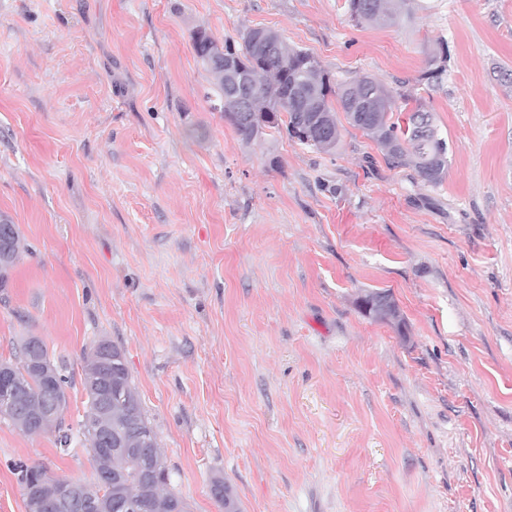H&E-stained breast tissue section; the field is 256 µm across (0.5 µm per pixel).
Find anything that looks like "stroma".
I'll return each mask as SVG.
<instances>
[{
  "instance_id": "35a3bbf8",
  "label": "stroma",
  "mask_w": 512,
  "mask_h": 512,
  "mask_svg": "<svg viewBox=\"0 0 512 512\" xmlns=\"http://www.w3.org/2000/svg\"><path fill=\"white\" fill-rule=\"evenodd\" d=\"M279 31L339 80L409 87L448 144L425 184L343 125L328 155L244 144L191 35ZM446 75L421 76L440 42ZM512 0H0V212L24 250L0 359L40 337L71 383L60 450L0 417L17 465L94 478L81 361L124 352L190 512H512ZM391 290L406 335L362 316ZM350 17L358 25L391 27L409 0H347Z\"/></svg>"
}]
</instances>
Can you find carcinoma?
I'll use <instances>...</instances> for the list:
<instances>
[{
    "label": "carcinoma",
    "mask_w": 512,
    "mask_h": 512,
    "mask_svg": "<svg viewBox=\"0 0 512 512\" xmlns=\"http://www.w3.org/2000/svg\"><path fill=\"white\" fill-rule=\"evenodd\" d=\"M409 0H348L350 17L359 25L391 27L401 18ZM204 28L193 32L192 45L197 63L210 76L218 96L224 98V118L245 144L261 140L268 129H285L289 139L326 154H334L341 143V129L336 108H341L349 124L361 130L377 143L386 158L397 164L412 165L425 183L437 186L448 173V147L439 135L434 115L426 104L410 94L398 96L381 81L363 76L338 82L326 72L310 52L288 43L280 33L269 30L259 34L257 28L238 33V39L226 37L222 56L209 59L219 42ZM448 57V46L440 43L439 55L430 60L432 68L425 79L433 82L445 72L442 63ZM404 104L414 102L403 120L394 118L400 110L397 99ZM287 119H281V113ZM22 249L21 233L6 215H0V288H4ZM21 351L49 362L51 358L44 343L36 336L25 339ZM0 364L12 370L22 383L14 395L17 413L5 418L19 431L28 435L59 432V444H67L69 434L62 432L63 418L49 412L47 402L63 400V388L68 384L65 367L57 366L58 377L48 378L35 368L16 360ZM123 399L112 401V424L126 418L127 405L141 406L132 386L128 370H122ZM80 432L85 441L102 452L94 457L96 475L121 474V485L106 488L96 478L77 479L74 485L87 497L118 499L135 503L145 498L148 512H188L187 502L165 491L169 472L156 432L148 436L149 447L143 455L154 460L156 467L144 472L135 466L133 455L121 448L105 449L97 434L93 402H87ZM25 490V501L50 492L54 479L37 467L17 466ZM212 493L239 512L236 497L221 478L212 481Z\"/></svg>",
    "instance_id": "cac0c4a2"
}]
</instances>
